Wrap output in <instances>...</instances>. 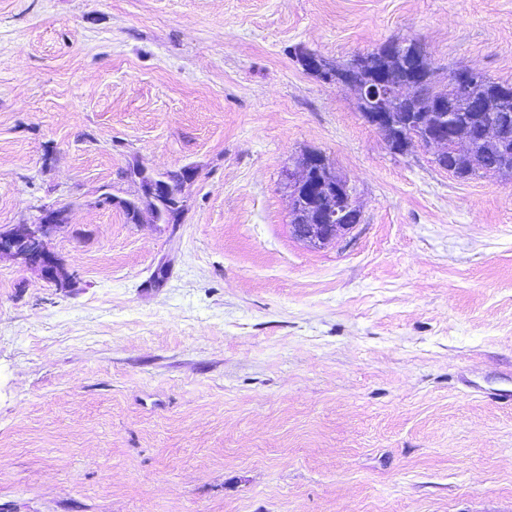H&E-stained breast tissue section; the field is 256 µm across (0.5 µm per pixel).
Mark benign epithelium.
<instances>
[{
  "instance_id": "7a95c632",
  "label": "benign epithelium",
  "mask_w": 512,
  "mask_h": 512,
  "mask_svg": "<svg viewBox=\"0 0 512 512\" xmlns=\"http://www.w3.org/2000/svg\"><path fill=\"white\" fill-rule=\"evenodd\" d=\"M379 52L388 57L413 55L422 61L415 70L427 68V64L423 63L421 46L415 39L391 41L381 47ZM302 63L308 73L319 77L325 76L332 68L336 69L340 83L356 91L363 118L388 138L393 151L398 153L414 142L433 146L437 148L435 163L441 167L448 157V147L460 149V145L451 144L448 123L434 121L431 113L394 112V104L400 99L413 96L417 84H394L382 76L385 69L377 67L369 58L360 61L362 66L372 71L371 80L363 84L345 78L349 66L332 63L316 52H305ZM478 75L479 72L474 70L459 69L450 76V82L459 95L466 96ZM185 179L187 172L183 171L175 182L170 179L153 181L149 183L148 194L166 202L172 210L178 212V194ZM284 184L291 210L304 220L302 224L292 225L301 239L313 244H325L351 228V225L345 223V214L350 209H356L354 190L345 179L337 175L324 156L306 154L299 169L285 172ZM57 228V207L44 205L38 209L34 221L22 231L12 233L0 230V254L12 256L38 270L60 289L69 288L72 281L62 280L64 269L54 252L39 247L40 242L50 239Z\"/></svg>"
}]
</instances>
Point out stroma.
Returning <instances> with one entry per match:
<instances>
[{
    "label": "stroma",
    "mask_w": 512,
    "mask_h": 512,
    "mask_svg": "<svg viewBox=\"0 0 512 512\" xmlns=\"http://www.w3.org/2000/svg\"><path fill=\"white\" fill-rule=\"evenodd\" d=\"M402 38L512 82V0H0V226L67 207L72 278L0 258V512H512V181L296 57ZM312 150L361 213L319 247ZM318 159L319 178L312 181V165ZM284 184L288 191L290 208L308 224H295L291 219L292 230L298 236L313 244H325L334 240L342 232L350 229L353 224H345V214L349 209L359 214L354 201V190L349 183L337 175L335 169L320 154L315 157L308 152L298 170L284 174ZM360 218V214L357 220ZM187 178H188L187 172L183 171V172L179 173V177L176 180L177 182H173L170 179H168L167 181H164V180L152 181L151 183H149V186H148L149 197H154L157 200L166 202L172 210H174L176 213H179L180 201H179L178 194H179L181 185Z\"/></svg>",
    "instance_id": "35a3bbf8"
}]
</instances>
